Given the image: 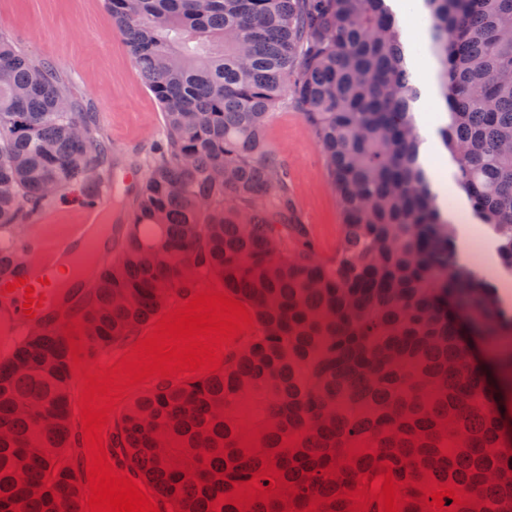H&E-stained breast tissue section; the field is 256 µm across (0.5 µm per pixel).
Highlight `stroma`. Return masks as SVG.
<instances>
[{"mask_svg":"<svg viewBox=\"0 0 512 512\" xmlns=\"http://www.w3.org/2000/svg\"><path fill=\"white\" fill-rule=\"evenodd\" d=\"M402 29L406 42L417 48L411 67L420 91L415 115L425 139L423 161L450 203L447 213L457 228L461 255L487 276L498 277L494 239L457 189L454 163L437 134L448 116L429 89L436 80V63L420 51L427 30L412 21L403 23ZM0 33L12 37L34 60L52 64L84 111L95 113L118 167L141 170L151 144L163 134L162 108L141 79L122 34L113 27L104 0H0ZM266 137L288 164L291 191L318 258H335L340 209L311 128L300 112L283 106L274 112ZM66 322V339L79 349L80 361L100 370L121 362L157 326L149 321L136 335L103 353L84 336L80 312H71Z\"/></svg>","mask_w":512,"mask_h":512,"instance_id":"1","label":"stroma"}]
</instances>
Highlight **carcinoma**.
<instances>
[{
  "instance_id": "cac0c4a2",
  "label": "carcinoma",
  "mask_w": 512,
  "mask_h": 512,
  "mask_svg": "<svg viewBox=\"0 0 512 512\" xmlns=\"http://www.w3.org/2000/svg\"><path fill=\"white\" fill-rule=\"evenodd\" d=\"M456 182L512 272V0H421ZM163 111L115 257L82 309L101 348L200 275L259 334L205 377L136 398L112 435L171 512H512V311L464 264L421 161L419 90L389 0H105ZM290 105L311 128L343 224L321 261L268 144ZM81 126L84 138L74 135ZM111 149L55 69L0 34V266L21 223L108 184ZM497 348L471 358L449 305ZM65 334L0 358V512H81ZM256 477V485L248 480ZM274 483H269V480ZM446 487L460 502L438 508ZM244 498L239 503L237 499ZM225 502H220V499Z\"/></svg>"
}]
</instances>
